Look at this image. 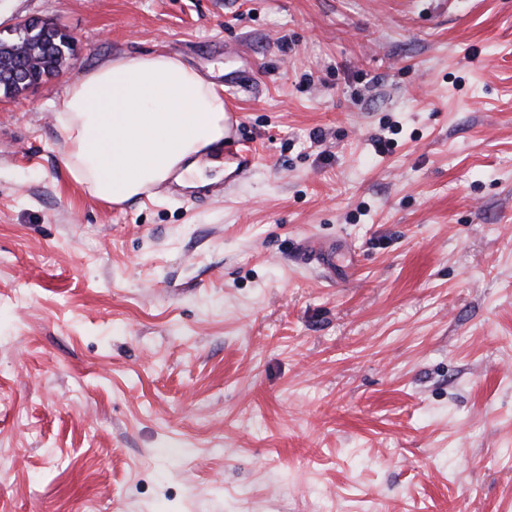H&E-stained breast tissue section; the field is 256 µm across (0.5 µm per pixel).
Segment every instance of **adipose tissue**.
<instances>
[{
  "label": "adipose tissue",
  "instance_id": "obj_1",
  "mask_svg": "<svg viewBox=\"0 0 512 512\" xmlns=\"http://www.w3.org/2000/svg\"><path fill=\"white\" fill-rule=\"evenodd\" d=\"M75 182L111 203L169 179L193 186L199 157L224 140V89L174 54L121 56L95 68L53 105Z\"/></svg>",
  "mask_w": 512,
  "mask_h": 512
}]
</instances>
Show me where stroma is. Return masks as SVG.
Returning a JSON list of instances; mask_svg holds the SVG:
<instances>
[{
  "label": "stroma",
  "instance_id": "obj_1",
  "mask_svg": "<svg viewBox=\"0 0 512 512\" xmlns=\"http://www.w3.org/2000/svg\"><path fill=\"white\" fill-rule=\"evenodd\" d=\"M26 18L78 50L0 96V512H512V0H0V37ZM157 52L257 164L109 204L51 104Z\"/></svg>",
  "mask_w": 512,
  "mask_h": 512
}]
</instances>
